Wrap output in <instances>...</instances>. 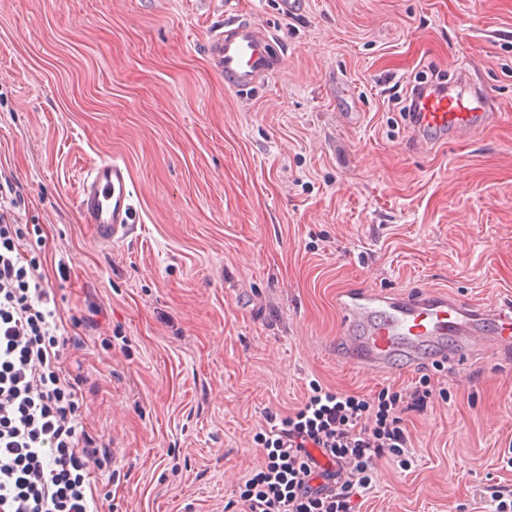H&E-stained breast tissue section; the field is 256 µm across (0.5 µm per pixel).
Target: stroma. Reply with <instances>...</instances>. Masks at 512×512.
Returning <instances> with one entry per match:
<instances>
[{"label": "stroma", "instance_id": "stroma-1", "mask_svg": "<svg viewBox=\"0 0 512 512\" xmlns=\"http://www.w3.org/2000/svg\"><path fill=\"white\" fill-rule=\"evenodd\" d=\"M230 9L279 57L247 95L206 49ZM465 57L502 121L412 151L392 98ZM105 159L135 189L111 243L77 205ZM1 178L63 319L98 325L67 356L123 474L94 471L101 512H238L266 413L314 380L433 391L404 415L408 466L380 458L355 512H493L512 489V349L383 375L336 358L339 291L512 299V0H306L290 19L277 0H0Z\"/></svg>", "mask_w": 512, "mask_h": 512}]
</instances>
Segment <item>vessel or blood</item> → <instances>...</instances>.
Listing matches in <instances>:
<instances>
[{"label": "vessel or blood", "mask_w": 512, "mask_h": 512, "mask_svg": "<svg viewBox=\"0 0 512 512\" xmlns=\"http://www.w3.org/2000/svg\"><path fill=\"white\" fill-rule=\"evenodd\" d=\"M267 30L251 19L230 16L213 33L207 52L227 89L248 94L275 67ZM471 63L457 64L443 89L411 96L409 124L415 151L465 141L502 118L488 90L472 85ZM135 189L126 165L105 160L81 180L78 208L97 237L112 242L135 222ZM344 319L341 359L372 374H390L427 362L455 364L489 346L512 348V305L478 306L431 290L384 295L361 288L337 297Z\"/></svg>", "instance_id": "1"}]
</instances>
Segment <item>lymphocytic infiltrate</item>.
<instances>
[{
  "mask_svg": "<svg viewBox=\"0 0 512 512\" xmlns=\"http://www.w3.org/2000/svg\"><path fill=\"white\" fill-rule=\"evenodd\" d=\"M20 197L0 184V512H99L93 469L112 467L111 443L84 430L81 363L41 271L42 238L17 225ZM430 389L381 390L374 399L320 383L294 412L268 413L264 464L244 480L240 512H354L377 458L405 455L404 414ZM344 478L316 485L320 460Z\"/></svg>",
  "mask_w": 512,
  "mask_h": 512,
  "instance_id": "obj_1",
  "label": "lymphocytic infiltrate"
}]
</instances>
